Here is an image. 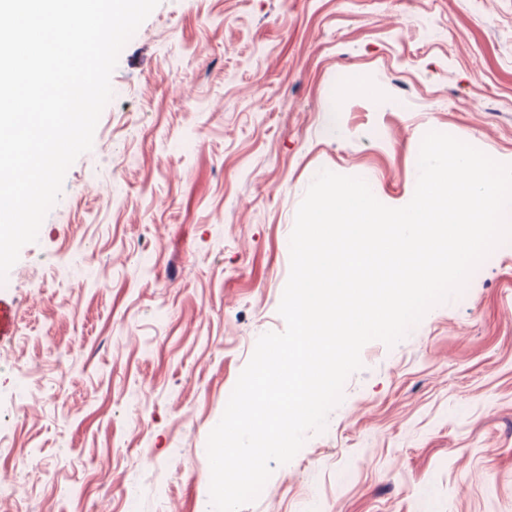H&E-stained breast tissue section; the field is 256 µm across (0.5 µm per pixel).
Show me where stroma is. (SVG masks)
<instances>
[{
  "mask_svg": "<svg viewBox=\"0 0 512 512\" xmlns=\"http://www.w3.org/2000/svg\"><path fill=\"white\" fill-rule=\"evenodd\" d=\"M366 83L327 112L340 79ZM0 298V492L212 512L206 443L329 170L413 197L430 130L512 164V0H161ZM242 512H512V240L394 345Z\"/></svg>",
  "mask_w": 512,
  "mask_h": 512,
  "instance_id": "1",
  "label": "stroma"
}]
</instances>
